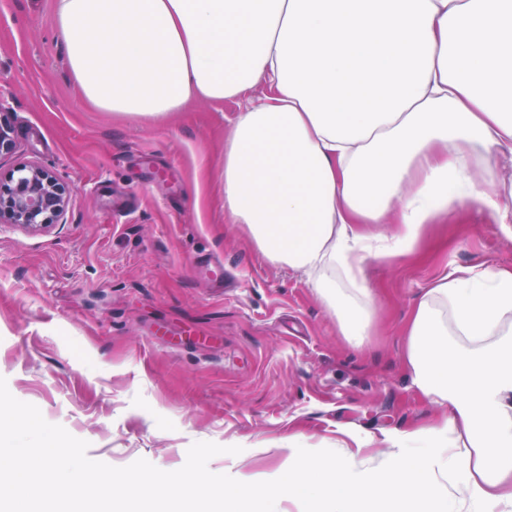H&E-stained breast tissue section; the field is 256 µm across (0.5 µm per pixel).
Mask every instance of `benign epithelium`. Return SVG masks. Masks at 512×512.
<instances>
[{
    "mask_svg": "<svg viewBox=\"0 0 512 512\" xmlns=\"http://www.w3.org/2000/svg\"><path fill=\"white\" fill-rule=\"evenodd\" d=\"M67 188L48 169L37 164L15 167L0 182V224H17L42 232L64 215Z\"/></svg>",
    "mask_w": 512,
    "mask_h": 512,
    "instance_id": "obj_1",
    "label": "benign epithelium"
}]
</instances>
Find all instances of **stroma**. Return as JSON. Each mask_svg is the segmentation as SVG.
I'll return each mask as SVG.
<instances>
[{
    "mask_svg": "<svg viewBox=\"0 0 512 512\" xmlns=\"http://www.w3.org/2000/svg\"><path fill=\"white\" fill-rule=\"evenodd\" d=\"M0 113L22 163L70 191L32 234L0 224V377L87 441L91 460L180 469L196 442L239 447L211 472L273 484L288 439L320 455L440 415L410 385L403 332L421 288L459 266L512 267L491 215L438 216L417 253L368 261L376 315L362 347L305 276L269 263L224 221V140L237 103L129 119L86 103L55 0H0Z\"/></svg>",
    "mask_w": 512,
    "mask_h": 512,
    "instance_id": "35a3bbf8",
    "label": "stroma"
}]
</instances>
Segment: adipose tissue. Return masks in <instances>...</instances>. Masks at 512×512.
Wrapping results in <instances>:
<instances>
[{"label":"adipose tissue","mask_w":512,"mask_h":512,"mask_svg":"<svg viewBox=\"0 0 512 512\" xmlns=\"http://www.w3.org/2000/svg\"><path fill=\"white\" fill-rule=\"evenodd\" d=\"M71 75L92 105L165 117L235 100L224 217L269 262L306 276L354 346L375 301L372 258L412 254L439 212L477 206L512 239V0H55ZM261 96H253L255 87ZM412 387L440 421L383 436L381 458L288 451L276 495L143 471L175 512H512V268L456 267L416 297Z\"/></svg>","instance_id":"ef3b65f1"}]
</instances>
